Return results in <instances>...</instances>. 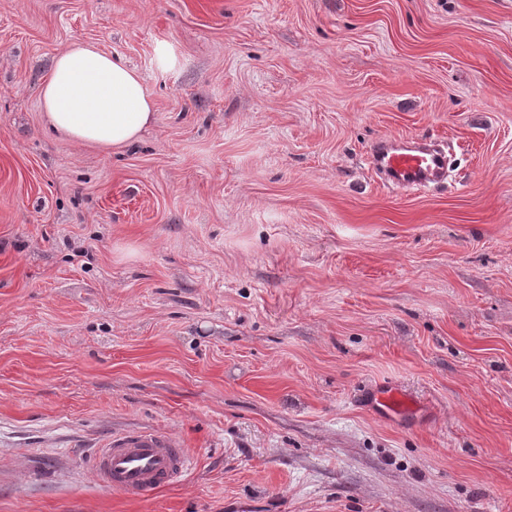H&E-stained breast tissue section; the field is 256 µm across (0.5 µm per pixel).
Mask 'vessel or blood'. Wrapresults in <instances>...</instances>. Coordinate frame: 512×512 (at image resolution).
I'll use <instances>...</instances> for the list:
<instances>
[{
    "label": "vessel or blood",
    "instance_id": "vessel-or-blood-1",
    "mask_svg": "<svg viewBox=\"0 0 512 512\" xmlns=\"http://www.w3.org/2000/svg\"><path fill=\"white\" fill-rule=\"evenodd\" d=\"M367 160L389 188H437L448 182V155L431 142L384 139L370 147ZM91 463L101 485L145 499L184 474L191 457L169 434L141 430L112 438Z\"/></svg>",
    "mask_w": 512,
    "mask_h": 512
}]
</instances>
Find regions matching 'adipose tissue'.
I'll return each instance as SVG.
<instances>
[{"label":"adipose tissue","mask_w":512,"mask_h":512,"mask_svg":"<svg viewBox=\"0 0 512 512\" xmlns=\"http://www.w3.org/2000/svg\"><path fill=\"white\" fill-rule=\"evenodd\" d=\"M41 105L59 137L102 152L138 141L154 119V102L137 70L91 44L56 55Z\"/></svg>","instance_id":"1"}]
</instances>
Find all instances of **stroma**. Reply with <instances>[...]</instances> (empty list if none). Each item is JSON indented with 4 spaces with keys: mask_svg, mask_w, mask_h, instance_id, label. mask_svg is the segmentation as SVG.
<instances>
[{
    "mask_svg": "<svg viewBox=\"0 0 512 512\" xmlns=\"http://www.w3.org/2000/svg\"><path fill=\"white\" fill-rule=\"evenodd\" d=\"M77 43L154 99L118 153L47 128ZM145 429L191 470L103 487ZM0 512H512V0H0ZM437 143L388 138L372 145L368 164L388 188H437L448 183V154ZM91 463L101 485L145 499L184 474L191 457L169 434L141 430L112 437L105 448L97 449Z\"/></svg>",
    "mask_w": 512,
    "mask_h": 512,
    "instance_id": "1",
    "label": "stroma"
}]
</instances>
